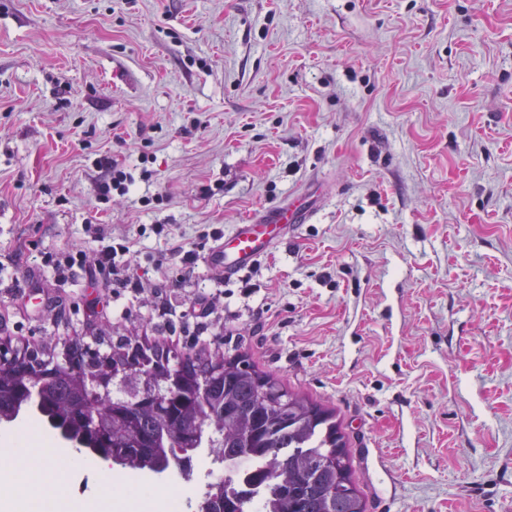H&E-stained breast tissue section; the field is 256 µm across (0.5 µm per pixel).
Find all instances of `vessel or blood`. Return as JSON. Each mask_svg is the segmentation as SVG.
Masks as SVG:
<instances>
[{
  "instance_id": "obj_1",
  "label": "vessel or blood",
  "mask_w": 512,
  "mask_h": 512,
  "mask_svg": "<svg viewBox=\"0 0 512 512\" xmlns=\"http://www.w3.org/2000/svg\"><path fill=\"white\" fill-rule=\"evenodd\" d=\"M312 188L292 195L287 203L266 207L231 235L212 246L205 256L207 266L219 277L230 279L252 266L301 224L311 223L315 205Z\"/></svg>"
}]
</instances>
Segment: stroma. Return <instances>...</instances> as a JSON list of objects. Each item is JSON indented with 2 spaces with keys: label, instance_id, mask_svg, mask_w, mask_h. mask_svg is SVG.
<instances>
[{
  "label": "stroma",
  "instance_id": "35a3bbf8",
  "mask_svg": "<svg viewBox=\"0 0 512 512\" xmlns=\"http://www.w3.org/2000/svg\"><path fill=\"white\" fill-rule=\"evenodd\" d=\"M101 157L134 178L98 196ZM319 181L231 280L162 263ZM132 243L139 294L44 253ZM213 294L200 340L188 312ZM0 315L59 353L136 331L333 412L366 512H512V0H0ZM138 478L199 500L223 477Z\"/></svg>",
  "mask_w": 512,
  "mask_h": 512
}]
</instances>
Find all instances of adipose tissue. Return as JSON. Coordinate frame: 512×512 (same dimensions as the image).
<instances>
[{"label": "adipose tissue", "mask_w": 512, "mask_h": 512, "mask_svg": "<svg viewBox=\"0 0 512 512\" xmlns=\"http://www.w3.org/2000/svg\"><path fill=\"white\" fill-rule=\"evenodd\" d=\"M79 469L73 450L49 435L35 432L26 439L12 430L0 432V470L21 484L27 512H55L65 491L59 473Z\"/></svg>", "instance_id": "ef3b65f1"}]
</instances>
